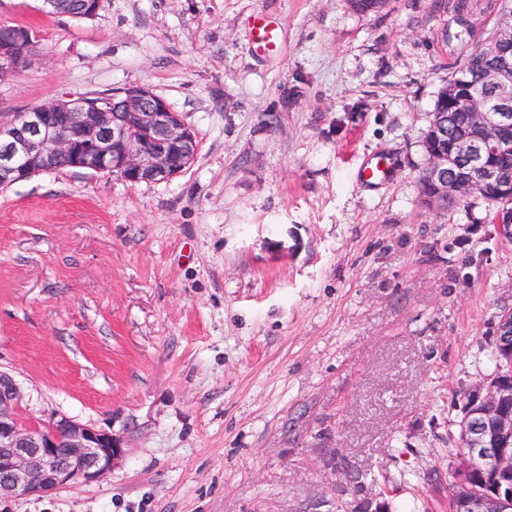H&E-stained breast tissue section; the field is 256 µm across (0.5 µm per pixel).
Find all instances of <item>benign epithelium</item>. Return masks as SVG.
I'll return each instance as SVG.
<instances>
[{
	"mask_svg": "<svg viewBox=\"0 0 512 512\" xmlns=\"http://www.w3.org/2000/svg\"><path fill=\"white\" fill-rule=\"evenodd\" d=\"M496 35L480 47L484 80L494 87L492 108L480 111L475 95L450 102L470 111L479 132L463 129L448 140V130L434 127V149L421 173L428 186L425 206L448 207V198L478 186L500 184L491 157L512 129V7L504 5ZM33 40L0 44V69L9 74L33 59ZM122 107L107 112L86 93L67 94L0 122V184L13 185L70 167L120 176L130 183L161 182L194 161L198 141L177 113L150 89L119 91ZM494 344L512 350V307L498 315ZM512 381L490 378L469 393L470 405L461 424L465 448L453 468L464 495L453 512H512ZM21 392L12 376L0 370V502L19 496H40L74 483L97 482L124 454L112 434L62 415L44 425L28 424L18 414ZM493 472L486 490L473 485L478 467Z\"/></svg>",
	"mask_w": 512,
	"mask_h": 512,
	"instance_id": "obj_1",
	"label": "benign epithelium"
}]
</instances>
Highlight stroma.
Instances as JSON below:
<instances>
[{
    "instance_id": "1",
    "label": "stroma",
    "mask_w": 512,
    "mask_h": 512,
    "mask_svg": "<svg viewBox=\"0 0 512 512\" xmlns=\"http://www.w3.org/2000/svg\"><path fill=\"white\" fill-rule=\"evenodd\" d=\"M502 0H0L36 30L0 120L148 87L196 134L181 174L65 168L0 187V369L20 413L118 438L102 480L0 512H446L471 389L512 304L488 204L420 201L439 89ZM280 25L259 51L257 13ZM384 156L392 176L363 183Z\"/></svg>"
}]
</instances>
